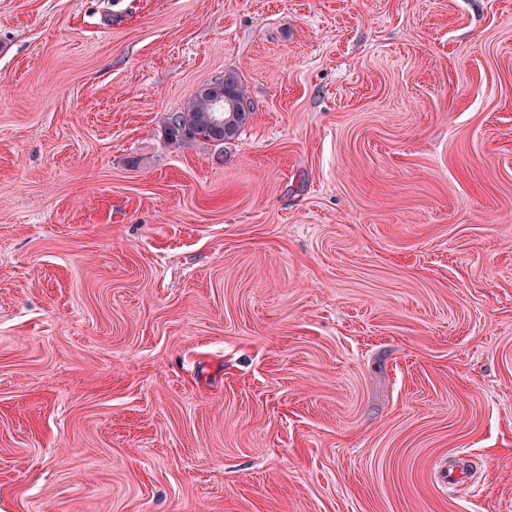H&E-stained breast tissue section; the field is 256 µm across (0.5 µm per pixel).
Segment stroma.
<instances>
[{
	"label": "stroma",
	"mask_w": 512,
	"mask_h": 512,
	"mask_svg": "<svg viewBox=\"0 0 512 512\" xmlns=\"http://www.w3.org/2000/svg\"><path fill=\"white\" fill-rule=\"evenodd\" d=\"M0 512H512V0H0ZM254 105L234 73L204 85L180 111L166 117L164 134L168 143L184 147L198 141L224 145L233 140L251 120ZM229 118L227 122H224Z\"/></svg>",
	"instance_id": "obj_1"
}]
</instances>
